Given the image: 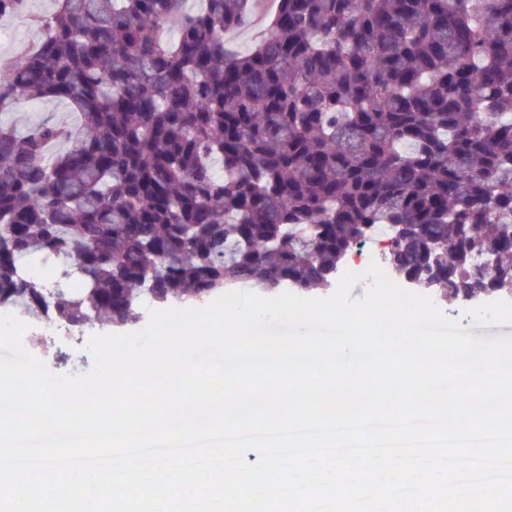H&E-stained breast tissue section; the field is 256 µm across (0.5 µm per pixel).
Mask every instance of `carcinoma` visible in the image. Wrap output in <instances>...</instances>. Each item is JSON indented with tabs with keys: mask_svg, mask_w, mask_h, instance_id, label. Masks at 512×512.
Returning a JSON list of instances; mask_svg holds the SVG:
<instances>
[{
	"mask_svg": "<svg viewBox=\"0 0 512 512\" xmlns=\"http://www.w3.org/2000/svg\"><path fill=\"white\" fill-rule=\"evenodd\" d=\"M199 2L53 0L0 60V115L75 118L0 120V310L130 329L244 282L324 293L379 234L401 287L512 299V0H278L245 53L253 0ZM2 114V120L6 123H18L20 126L31 125L43 119L45 116L54 115L58 118H67L69 110L64 104L48 103L45 105L18 102Z\"/></svg>",
	"mask_w": 512,
	"mask_h": 512,
	"instance_id": "1",
	"label": "carcinoma"
}]
</instances>
